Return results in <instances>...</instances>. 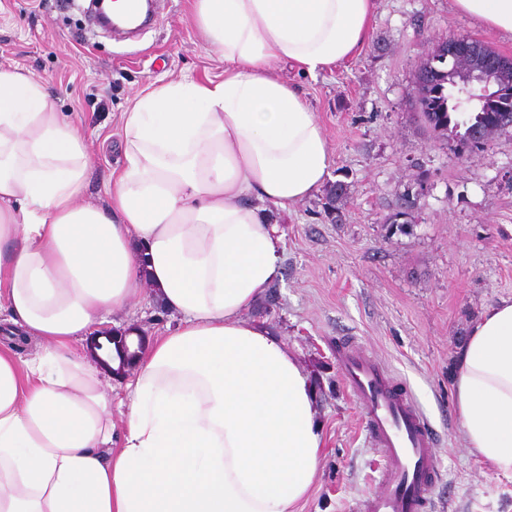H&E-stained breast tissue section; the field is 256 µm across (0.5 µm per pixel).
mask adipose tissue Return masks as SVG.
<instances>
[{
    "label": "adipose tissue",
    "instance_id": "ef3b65f1",
    "mask_svg": "<svg viewBox=\"0 0 512 512\" xmlns=\"http://www.w3.org/2000/svg\"><path fill=\"white\" fill-rule=\"evenodd\" d=\"M512 37V0H456ZM373 0H196L220 79L135 96L109 206L82 204L85 136L43 84L0 69V512H300L325 432L310 374L244 317L282 278L281 215L333 156L302 91L359 53ZM148 281L176 324L124 397L78 348ZM452 399L477 461L512 476V300L470 326ZM121 422H114V415Z\"/></svg>",
    "mask_w": 512,
    "mask_h": 512
}]
</instances>
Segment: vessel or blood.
<instances>
[{
	"label": "vessel or blood",
	"instance_id": "obj_1",
	"mask_svg": "<svg viewBox=\"0 0 512 512\" xmlns=\"http://www.w3.org/2000/svg\"><path fill=\"white\" fill-rule=\"evenodd\" d=\"M338 357L344 382L367 416L369 441L385 461L383 489L360 501L361 512H426L440 476L431 424L409 388L361 347L341 345Z\"/></svg>",
	"mask_w": 512,
	"mask_h": 512
}]
</instances>
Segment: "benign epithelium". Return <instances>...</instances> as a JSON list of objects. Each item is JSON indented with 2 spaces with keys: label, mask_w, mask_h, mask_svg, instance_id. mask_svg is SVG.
<instances>
[{
  "label": "benign epithelium",
  "mask_w": 512,
  "mask_h": 512,
  "mask_svg": "<svg viewBox=\"0 0 512 512\" xmlns=\"http://www.w3.org/2000/svg\"><path fill=\"white\" fill-rule=\"evenodd\" d=\"M438 53L448 63V108L466 116L478 112L483 117V123L474 126L464 137L448 132V140L462 145L489 146L492 133L512 127V58L465 34L436 44L428 57ZM108 341H117L125 347L127 336L102 331L92 338L90 348L94 358L110 370L113 357L106 347Z\"/></svg>",
  "instance_id": "1"
}]
</instances>
